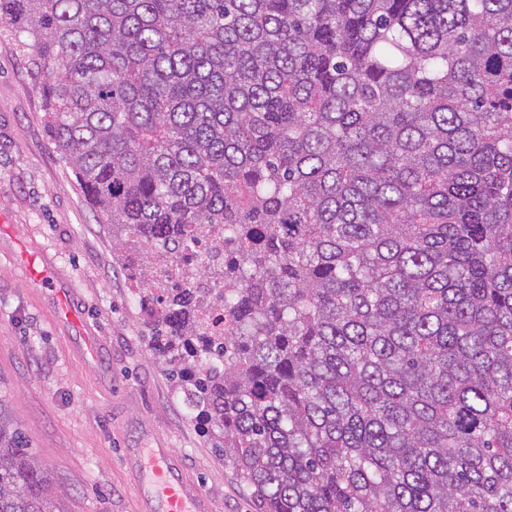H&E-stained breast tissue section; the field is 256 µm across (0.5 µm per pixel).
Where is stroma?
Returning <instances> with one entry per match:
<instances>
[{
    "instance_id": "stroma-1",
    "label": "stroma",
    "mask_w": 512,
    "mask_h": 512,
    "mask_svg": "<svg viewBox=\"0 0 512 512\" xmlns=\"http://www.w3.org/2000/svg\"><path fill=\"white\" fill-rule=\"evenodd\" d=\"M27 35L0 23V396L46 466L58 512H135L131 449L161 440L214 512H257L155 359L129 271L112 263L45 123ZM76 320H61L62 304ZM100 342L96 361L83 335Z\"/></svg>"
}]
</instances>
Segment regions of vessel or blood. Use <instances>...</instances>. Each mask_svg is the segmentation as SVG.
I'll return each mask as SVG.
<instances>
[{"label":"vessel or blood","mask_w":512,"mask_h":512,"mask_svg":"<svg viewBox=\"0 0 512 512\" xmlns=\"http://www.w3.org/2000/svg\"><path fill=\"white\" fill-rule=\"evenodd\" d=\"M135 470L144 512H211L208 499L179 473L171 449H137Z\"/></svg>","instance_id":"1"}]
</instances>
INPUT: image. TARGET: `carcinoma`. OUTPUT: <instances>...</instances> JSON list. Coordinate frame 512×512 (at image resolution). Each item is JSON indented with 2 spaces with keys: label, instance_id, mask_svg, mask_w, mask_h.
I'll list each match as a JSON object with an SVG mask.
<instances>
[{
  "label": "carcinoma",
  "instance_id": "cac0c4a2",
  "mask_svg": "<svg viewBox=\"0 0 512 512\" xmlns=\"http://www.w3.org/2000/svg\"><path fill=\"white\" fill-rule=\"evenodd\" d=\"M0 22L259 512H512V0H0ZM205 230L222 257L169 285ZM0 512H56L1 397Z\"/></svg>",
  "mask_w": 512,
  "mask_h": 512
}]
</instances>
